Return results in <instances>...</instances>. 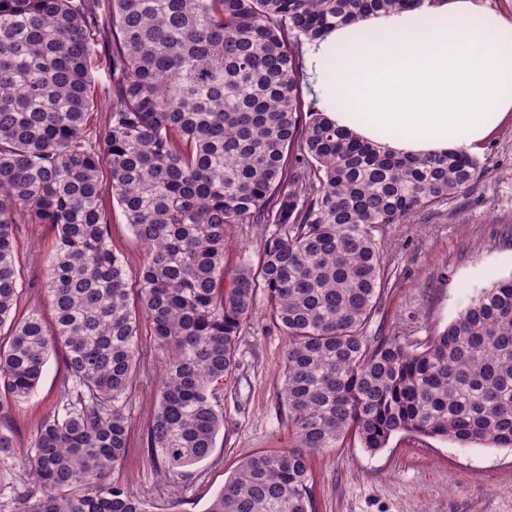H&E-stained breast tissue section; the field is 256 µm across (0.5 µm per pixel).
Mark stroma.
Segmentation results:
<instances>
[{"label": "stroma", "instance_id": "1", "mask_svg": "<svg viewBox=\"0 0 512 512\" xmlns=\"http://www.w3.org/2000/svg\"><path fill=\"white\" fill-rule=\"evenodd\" d=\"M478 156L486 168L469 191L382 229L383 256L393 277L372 320L373 335L425 340L456 319L482 288L512 274V112ZM106 216L114 249L130 269H138L143 249L121 209L107 205ZM260 233L254 225L231 227L226 276L243 259L255 258ZM53 242L46 224L23 225L15 241L22 285L18 310L37 308L48 320L53 312L42 274ZM287 345L266 304H258L239 338L236 367L215 392L224 427L214 451L179 484L157 475L147 454L152 383L162 374L161 357L150 360L151 381L137 383L128 405L131 451L111 479L148 500L153 512H206L239 462L288 445V421L278 406ZM63 375L62 356L51 357L36 392L13 406L10 422L19 448H30L38 423L56 410ZM311 469L316 512H512V448H460L398 434L375 453L353 442L313 455Z\"/></svg>", "mask_w": 512, "mask_h": 512}]
</instances>
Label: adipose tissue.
<instances>
[{
	"label": "adipose tissue",
	"mask_w": 512,
	"mask_h": 512,
	"mask_svg": "<svg viewBox=\"0 0 512 512\" xmlns=\"http://www.w3.org/2000/svg\"><path fill=\"white\" fill-rule=\"evenodd\" d=\"M305 68L317 108L360 140L471 153L512 111V18L483 0H424L328 30Z\"/></svg>",
	"instance_id": "1"
}]
</instances>
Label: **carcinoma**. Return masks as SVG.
I'll return each instance as SVG.
<instances>
[{
  "label": "carcinoma",
  "instance_id": "carcinoma-1",
  "mask_svg": "<svg viewBox=\"0 0 512 512\" xmlns=\"http://www.w3.org/2000/svg\"><path fill=\"white\" fill-rule=\"evenodd\" d=\"M89 2L0 0V466L22 464L33 483L16 512H151L109 479L130 451L137 366L164 355L146 444L177 484L224 428L214 391L262 299L288 337L292 440L245 458L206 512H315L310 455L350 439L371 452L398 433L511 448L512 277L421 344L368 335L392 278L377 233L467 191L485 163L392 156L301 99L306 44L421 0H108L103 17ZM95 24L112 103L92 140ZM108 194L145 248L135 272L112 248ZM20 224L55 230L51 327L17 311ZM233 224L263 232L227 287ZM59 351L58 410L21 452L9 404Z\"/></svg>",
  "mask_w": 512,
  "mask_h": 512
}]
</instances>
